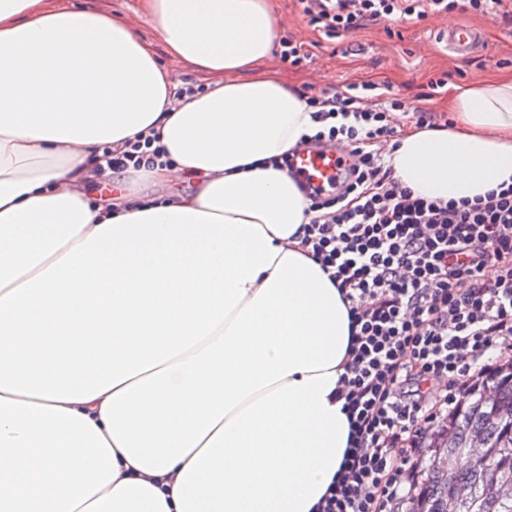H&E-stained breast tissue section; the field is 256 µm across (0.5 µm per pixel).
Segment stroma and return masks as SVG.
Here are the masks:
<instances>
[{
  "instance_id": "35a3bbf8",
  "label": "stroma",
  "mask_w": 512,
  "mask_h": 512,
  "mask_svg": "<svg viewBox=\"0 0 512 512\" xmlns=\"http://www.w3.org/2000/svg\"><path fill=\"white\" fill-rule=\"evenodd\" d=\"M286 21L283 39L302 41L310 57L303 68L295 70L270 60L268 69L276 71L305 95L324 92L339 94L353 83L374 82L390 85L410 106L444 113L448 95L427 97L430 79L447 77L449 86L467 85L493 74H512V25L490 18L455 13L456 22H466L484 37L481 51L457 57L448 53L436 37L445 29L442 19L413 25L389 21L357 34L363 49L347 53V39L330 43L294 8L292 0H272Z\"/></svg>"
}]
</instances>
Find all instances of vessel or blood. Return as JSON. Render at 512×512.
<instances>
[{
  "label": "vessel or blood",
  "mask_w": 512,
  "mask_h": 512,
  "mask_svg": "<svg viewBox=\"0 0 512 512\" xmlns=\"http://www.w3.org/2000/svg\"><path fill=\"white\" fill-rule=\"evenodd\" d=\"M441 38L449 52L459 56L468 55L482 41L480 31L465 24L442 32ZM352 162L350 150L345 146L304 148L292 160L293 174L306 188H326L340 183Z\"/></svg>",
  "instance_id": "obj_1"
}]
</instances>
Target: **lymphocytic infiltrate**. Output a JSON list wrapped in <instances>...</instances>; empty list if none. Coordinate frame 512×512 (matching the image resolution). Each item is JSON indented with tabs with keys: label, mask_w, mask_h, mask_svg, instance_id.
I'll return each instance as SVG.
<instances>
[{
	"label": "lymphocytic infiltrate",
	"mask_w": 512,
	"mask_h": 512,
	"mask_svg": "<svg viewBox=\"0 0 512 512\" xmlns=\"http://www.w3.org/2000/svg\"><path fill=\"white\" fill-rule=\"evenodd\" d=\"M327 39L398 18L416 23L452 10L512 24V0H293ZM321 128L302 145L350 147L355 164L337 190L310 196L304 244L349 304L351 375L343 381L350 433L340 475L319 512H394L420 480L430 438L462 398L501 368L493 351L512 338V185L474 202L416 195L379 150L398 114L433 128L391 88L351 85L309 97ZM145 137L105 152L107 170L155 165ZM497 265L486 280L488 262Z\"/></svg>",
	"instance_id": "1"
}]
</instances>
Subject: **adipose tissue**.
Wrapping results in <instances>:
<instances>
[{"mask_svg": "<svg viewBox=\"0 0 512 512\" xmlns=\"http://www.w3.org/2000/svg\"><path fill=\"white\" fill-rule=\"evenodd\" d=\"M156 38L65 0H0V512H315L349 425L348 306L273 159L318 125L256 76L269 0H142ZM204 92L176 97L158 51ZM390 158L417 195L512 183V77L457 88ZM156 138L150 169L104 149Z\"/></svg>", "mask_w": 512, "mask_h": 512, "instance_id": "obj_1", "label": "adipose tissue"}]
</instances>
